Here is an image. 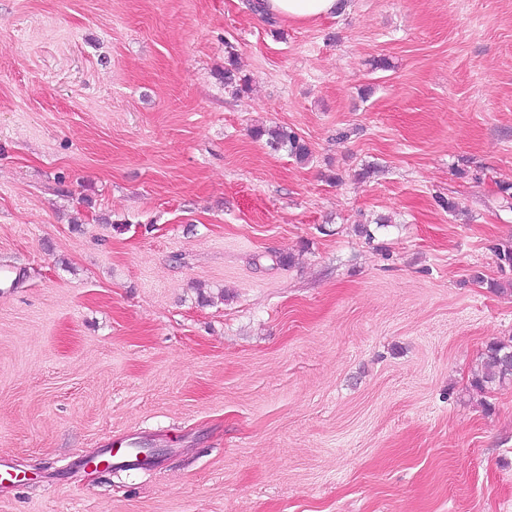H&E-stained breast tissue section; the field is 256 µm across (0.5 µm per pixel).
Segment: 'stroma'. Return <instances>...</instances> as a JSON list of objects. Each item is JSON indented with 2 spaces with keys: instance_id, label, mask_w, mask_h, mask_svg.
Returning <instances> with one entry per match:
<instances>
[{
  "instance_id": "obj_1",
  "label": "stroma",
  "mask_w": 512,
  "mask_h": 512,
  "mask_svg": "<svg viewBox=\"0 0 512 512\" xmlns=\"http://www.w3.org/2000/svg\"><path fill=\"white\" fill-rule=\"evenodd\" d=\"M510 241L512 0H0V512H512ZM260 11L290 21L308 22L345 10L341 0H261ZM267 134L270 136L268 143L271 146L285 145L288 146L289 153L300 162H306L311 156L309 147L294 132L285 127H277L269 130ZM506 384H512V340L491 342L484 350L480 369L472 375L470 386L484 393Z\"/></svg>"
}]
</instances>
